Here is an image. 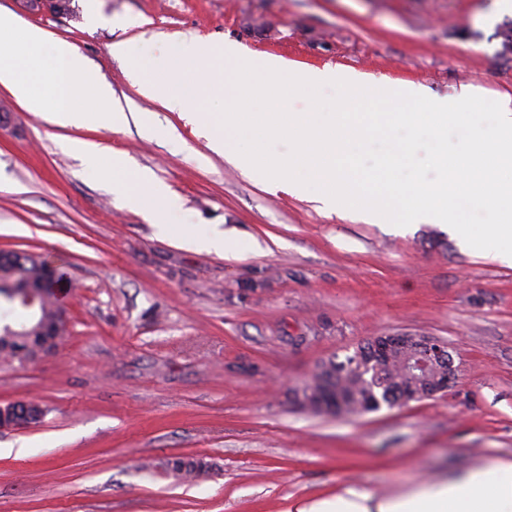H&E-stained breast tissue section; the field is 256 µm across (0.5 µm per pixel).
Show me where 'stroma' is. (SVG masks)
<instances>
[{
    "instance_id": "1",
    "label": "stroma",
    "mask_w": 512,
    "mask_h": 512,
    "mask_svg": "<svg viewBox=\"0 0 512 512\" xmlns=\"http://www.w3.org/2000/svg\"><path fill=\"white\" fill-rule=\"evenodd\" d=\"M74 16L0 13L73 44L120 99L175 127L61 128L0 87V251L62 266L68 331L50 352L0 360V405L37 424L0 430V512H286L352 482L382 496L487 455L512 458V268L467 255L447 225L366 224L262 185L142 96L118 41L187 37L289 66L339 67L447 96L463 85L512 108V13L495 0H73ZM88 139L151 170L190 209L272 253L208 255L156 236L66 150ZM208 164H200L196 155ZM441 339L456 370L435 397L361 415L295 392L373 337ZM201 458L195 481L167 472ZM167 466L177 475H185L194 479L208 473L210 469V464L204 459L184 460L180 457L172 458L168 461Z\"/></svg>"
}]
</instances>
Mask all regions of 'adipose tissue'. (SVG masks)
Listing matches in <instances>:
<instances>
[{"label":"adipose tissue","mask_w":512,"mask_h":512,"mask_svg":"<svg viewBox=\"0 0 512 512\" xmlns=\"http://www.w3.org/2000/svg\"><path fill=\"white\" fill-rule=\"evenodd\" d=\"M0 87L49 123L94 130L125 128L128 114L73 45L48 38L33 25L0 15ZM70 151L94 180L111 182L122 204L145 213L158 236L198 252L255 253L256 239L189 221L188 211L150 170H134L120 154L75 140ZM288 512H512V459L487 456L479 463L396 487L378 497L353 485L332 496L294 500Z\"/></svg>","instance_id":"1"}]
</instances>
